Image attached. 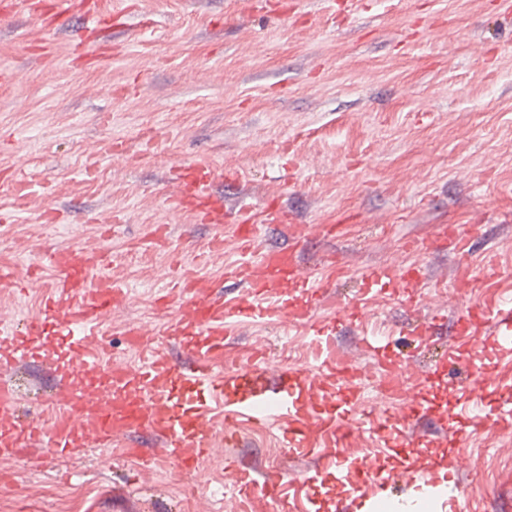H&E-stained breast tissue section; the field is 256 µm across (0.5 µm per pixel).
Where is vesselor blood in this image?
Returning a JSON list of instances; mask_svg holds the SVG:
<instances>
[{
	"label": "vessel or blood",
	"instance_id": "1",
	"mask_svg": "<svg viewBox=\"0 0 512 512\" xmlns=\"http://www.w3.org/2000/svg\"><path fill=\"white\" fill-rule=\"evenodd\" d=\"M12 5L39 16L47 28L69 25L77 17L95 29L112 25L104 0H55L49 14L42 13L39 0H13ZM216 179L209 166L180 164L167 180L169 199L195 223L231 225L244 259L225 265L218 279L181 272L176 288L154 301L164 319L161 330L132 325L124 331L128 347L140 355L137 366L114 362L103 342L104 318L129 300L128 289L110 274L108 251L93 246L50 251L53 284L45 297L48 313L0 334V371L36 361L53 366L60 380L44 401L53 416L46 427L24 418L13 386L0 382V486L14 482L13 462L39 467V459L32 455L37 448L60 458L93 447L107 453L115 440L144 432L160 438L165 456L180 472L190 474L210 455L215 425H223L225 440L232 446L241 426H275L287 435L290 447L316 456L315 469L305 474V482L331 474L350 486L351 495L337 501L336 512H359L364 506L383 512L387 504L405 505L416 495L442 503L436 493V460L403 464L380 476L367 462H356L347 453L360 436L372 439L378 433L375 417L362 426L348 420L360 409L367 373L336 348L326 326L313 317L317 306L331 298L337 312L346 311L347 301L335 294L349 269L338 254L330 253L323 256V273L317 276L301 265L300 256L344 236L353 216L341 224L328 220L307 225L295 223L287 208L269 201L260 207L244 200L231 206L223 194L213 191ZM272 231L283 237V245L261 246V239ZM480 231L477 224H437L427 237L409 241L406 248L417 254L449 249L456 255L451 283L468 304L453 322L434 370L448 374L462 392L468 428L488 434L512 425V392L494 407L484 406L483 391L506 384L507 379L489 374L482 363L461 362L460 356L487 341L512 356V300L505 298L501 287L503 270L493 264L477 268L470 261V242ZM364 277L373 283L386 278L408 286L426 281L424 267L416 263L396 270L371 269ZM290 284L301 288V298L289 297ZM401 306L406 314L404 349H391L389 342L375 336L364 337L363 343L374 353L380 371L378 392L400 406L405 422L418 426L404 447L417 448L424 440L419 428L428 421L429 408L415 396L422 378L405 375L403 369L412 358L411 346L427 345L443 334L448 320L440 314L418 318L410 298ZM276 316L295 328L311 327L324 342L327 355L315 370L273 368L266 363L264 346L246 353L233 346L231 338L241 318L268 321ZM49 330L65 337V349L40 344ZM320 392L343 393L342 409H318L315 396ZM225 468L243 512H264L268 500L278 503L281 512H298L297 488L283 471L269 470L259 481L241 460H227Z\"/></svg>",
	"mask_w": 512,
	"mask_h": 512
}]
</instances>
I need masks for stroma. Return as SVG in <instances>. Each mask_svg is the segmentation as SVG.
Masks as SVG:
<instances>
[{
    "mask_svg": "<svg viewBox=\"0 0 512 512\" xmlns=\"http://www.w3.org/2000/svg\"><path fill=\"white\" fill-rule=\"evenodd\" d=\"M135 26L107 31L109 59L87 64L74 20L47 31L27 13L0 15V171L26 173L24 184L0 178V262L34 268L36 287L0 288V312L41 314L52 283L48 249L103 243L112 274L132 300L106 321L115 358L138 364L121 328L159 329L153 305L174 265L216 277L240 259L234 243L206 247L213 230L175 212L166 192L171 168L202 162L236 171L225 198L262 204L276 198L302 224L358 213L347 235L332 241L359 273L422 263L447 277L452 252L423 256L403 245L433 225L480 223L471 261L512 268V0H125ZM170 228L166 248L136 243L151 227ZM375 302L350 305L336 340L363 366V333L398 338L400 305L390 284L374 285ZM246 350L265 346L276 361L304 368L317 361L310 330L246 323L232 339ZM23 405L41 402L55 378L29 365L7 373ZM441 375L420 396L432 406L438 434L400 453L357 447L376 472L433 458L462 489L459 506L512 512V477L478 479L490 458L485 438L448 447L459 393ZM192 474L155 464L149 481L128 484L136 470L119 452L62 461L43 458L0 489V512H196L199 496L214 512H234L224 458L237 453L290 475L292 457L276 430H242L237 449L224 428Z\"/></svg>",
    "mask_w": 512,
    "mask_h": 512,
    "instance_id": "obj_1",
    "label": "stroma"
}]
</instances>
